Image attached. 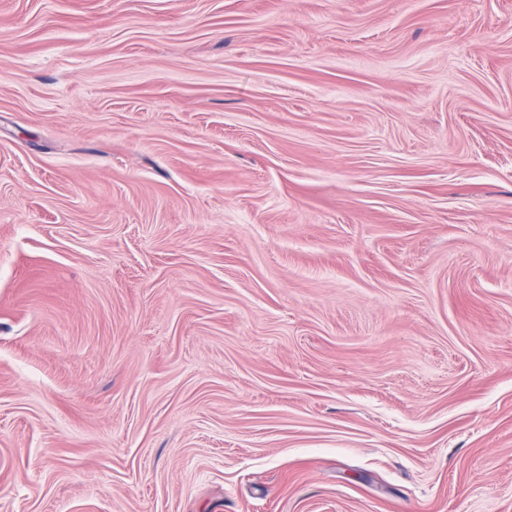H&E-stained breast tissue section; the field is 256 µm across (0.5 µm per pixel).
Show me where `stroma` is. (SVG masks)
Wrapping results in <instances>:
<instances>
[{
	"label": "stroma",
	"mask_w": 512,
	"mask_h": 512,
	"mask_svg": "<svg viewBox=\"0 0 512 512\" xmlns=\"http://www.w3.org/2000/svg\"><path fill=\"white\" fill-rule=\"evenodd\" d=\"M0 512H512V0H0Z\"/></svg>",
	"instance_id": "1"
}]
</instances>
